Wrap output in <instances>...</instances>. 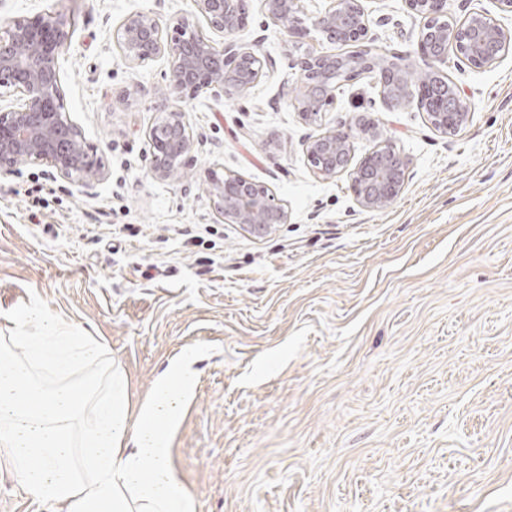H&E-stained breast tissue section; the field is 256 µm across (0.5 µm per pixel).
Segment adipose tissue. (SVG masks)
<instances>
[{
  "instance_id": "ef3b65f1",
  "label": "adipose tissue",
  "mask_w": 512,
  "mask_h": 512,
  "mask_svg": "<svg viewBox=\"0 0 512 512\" xmlns=\"http://www.w3.org/2000/svg\"><path fill=\"white\" fill-rule=\"evenodd\" d=\"M12 327L0 338V455L33 498L59 512H195L169 447L199 347L183 349L135 404L96 337L36 305Z\"/></svg>"
}]
</instances>
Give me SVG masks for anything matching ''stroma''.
I'll list each match as a JSON object with an SVG mask.
<instances>
[{"label":"stroma","mask_w":512,"mask_h":512,"mask_svg":"<svg viewBox=\"0 0 512 512\" xmlns=\"http://www.w3.org/2000/svg\"><path fill=\"white\" fill-rule=\"evenodd\" d=\"M380 53L416 68L421 21L364 0ZM193 0H0V25L71 19L67 108L105 167L86 184L43 166L0 174V336L30 302L104 341L140 401L201 346L171 465L195 512H512V53L482 69L449 55L473 117L442 135L386 104L373 75L341 83L312 125L286 34L260 0L229 42L272 59L246 93L171 96L194 140L188 173H149L168 62L125 61L112 33ZM355 156L373 127L409 159L401 196L361 208L302 143L341 123ZM270 186L290 221L256 235L217 215L205 173ZM41 188L30 219L29 188ZM0 512H52L0 458Z\"/></svg>","instance_id":"obj_1"}]
</instances>
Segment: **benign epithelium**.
<instances>
[{"mask_svg":"<svg viewBox=\"0 0 512 512\" xmlns=\"http://www.w3.org/2000/svg\"><path fill=\"white\" fill-rule=\"evenodd\" d=\"M253 0H194L191 14H175L162 22L151 12L126 16L113 31L125 59L147 67L159 58L169 64L168 85L178 95L203 93L241 94L252 88L272 60L253 49L219 42L207 31L231 35L248 20ZM422 22L418 47L428 79L415 85L407 75L410 63L403 57L384 60L369 36L370 20L362 0H330L325 11L305 13L301 0H263L269 22L283 30L293 43L315 31L329 40L355 46L350 57L319 55L309 50L292 55V66L303 84L295 100L302 120L309 124L327 111L336 86L362 71L374 75L391 105L413 103L426 113L430 125L448 135L471 120L467 97L457 84L452 94L440 87L447 79L443 66L454 50L471 68L498 62L512 46V30L483 11H473L460 23H448V0H405ZM205 21L203 30L198 20ZM69 39L66 22L58 13L35 14L0 26V99L17 104L0 111V173L17 166L50 168L70 183H86L104 175L103 167L73 124L61 83L60 55ZM162 120L150 130L152 177L161 180L183 173L194 142L182 112L162 98ZM373 146L357 163L353 160L352 126L340 124L304 143L313 173L331 179L348 173L358 205L376 211L389 207L402 194L409 160L381 140L370 128ZM209 192L226 224H241L263 234L276 224H286L289 212L267 185L239 174L213 169Z\"/></svg>","mask_w":512,"mask_h":512,"instance_id":"7a95c632","label":"benign epithelium"}]
</instances>
